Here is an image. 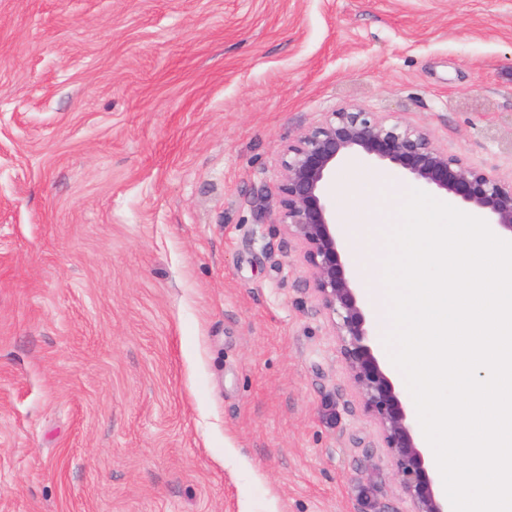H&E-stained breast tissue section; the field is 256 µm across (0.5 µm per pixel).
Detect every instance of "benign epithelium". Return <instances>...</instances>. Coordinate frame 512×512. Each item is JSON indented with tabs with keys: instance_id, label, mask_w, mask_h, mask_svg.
<instances>
[{
	"instance_id": "benign-epithelium-1",
	"label": "benign epithelium",
	"mask_w": 512,
	"mask_h": 512,
	"mask_svg": "<svg viewBox=\"0 0 512 512\" xmlns=\"http://www.w3.org/2000/svg\"><path fill=\"white\" fill-rule=\"evenodd\" d=\"M351 158L389 168L402 180L444 196L466 213L512 235V180H501L437 146L422 128L341 107L288 144L277 223L304 248L314 290L333 318L342 352L367 411L377 420L412 512H452L415 433L399 386L372 343L373 327L358 298L336 209V169Z\"/></svg>"
}]
</instances>
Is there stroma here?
Here are the masks:
<instances>
[{
    "label": "stroma",
    "instance_id": "stroma-1",
    "mask_svg": "<svg viewBox=\"0 0 512 512\" xmlns=\"http://www.w3.org/2000/svg\"><path fill=\"white\" fill-rule=\"evenodd\" d=\"M344 106L512 179V0H0V512H410L275 222Z\"/></svg>",
    "mask_w": 512,
    "mask_h": 512
}]
</instances>
